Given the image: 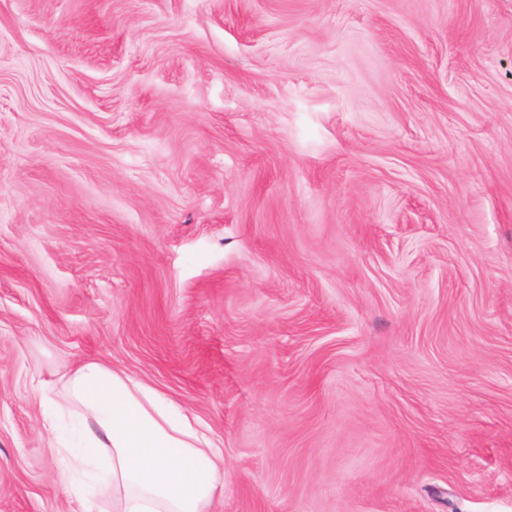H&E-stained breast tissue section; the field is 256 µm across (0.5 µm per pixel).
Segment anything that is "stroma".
Here are the masks:
<instances>
[{
    "instance_id": "35a3bbf8",
    "label": "stroma",
    "mask_w": 512,
    "mask_h": 512,
    "mask_svg": "<svg viewBox=\"0 0 512 512\" xmlns=\"http://www.w3.org/2000/svg\"><path fill=\"white\" fill-rule=\"evenodd\" d=\"M90 358L212 512H512V0H0V512Z\"/></svg>"
}]
</instances>
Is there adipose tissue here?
Masks as SVG:
<instances>
[{"label": "adipose tissue", "mask_w": 512, "mask_h": 512, "mask_svg": "<svg viewBox=\"0 0 512 512\" xmlns=\"http://www.w3.org/2000/svg\"><path fill=\"white\" fill-rule=\"evenodd\" d=\"M48 422L69 416L80 427L50 448L58 478L81 512H98L75 476L91 470L112 492V512H209L224 486V457L196 417L158 389L88 360L59 384H40Z\"/></svg>", "instance_id": "adipose-tissue-1"}]
</instances>
